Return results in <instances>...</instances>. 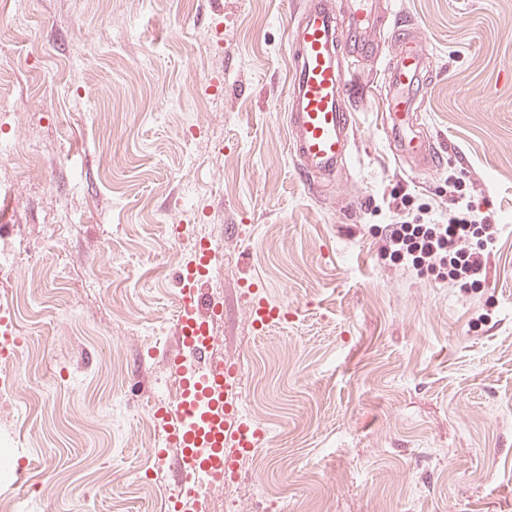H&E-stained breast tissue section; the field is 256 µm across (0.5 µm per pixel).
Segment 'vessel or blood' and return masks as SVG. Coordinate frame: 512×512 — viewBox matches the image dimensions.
<instances>
[{"label": "vessel or blood", "instance_id": "obj_1", "mask_svg": "<svg viewBox=\"0 0 512 512\" xmlns=\"http://www.w3.org/2000/svg\"><path fill=\"white\" fill-rule=\"evenodd\" d=\"M349 23L339 29L332 0H304L288 41L294 50L290 81L288 127L296 166L304 177L335 176L344 167L353 147V126L344 102L349 77L364 49L369 46L368 0H349ZM392 35L399 43L397 55L385 63L384 109L381 121L393 145L396 159L411 164L415 171L435 169L438 154L433 141L418 130L414 95L431 76L430 59L421 39L402 21H395ZM354 48L341 54V38ZM214 258L210 246L193 253L185 266L180 314L176 321L178 351L169 360L180 398L159 406L155 417L159 440L156 457L167 458L177 449L181 480L177 490L164 501L166 512H200L203 489L220 487L224 475L234 472L240 460L258 446L263 432L241 411L239 373L223 361L197 368L195 358L208 351L201 334L210 325L201 310L203 296L198 288ZM249 312L258 329H265L288 316L286 307L255 295Z\"/></svg>", "mask_w": 512, "mask_h": 512}]
</instances>
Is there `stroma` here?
<instances>
[{"mask_svg": "<svg viewBox=\"0 0 512 512\" xmlns=\"http://www.w3.org/2000/svg\"><path fill=\"white\" fill-rule=\"evenodd\" d=\"M300 0H13L0 13V456L32 512H161L175 484L141 404L177 395L181 238L217 243L212 355L240 364L264 430L206 512H512V0H396L433 77L417 104L442 161L414 175L358 69L354 156L308 193L289 152ZM100 52L88 60V45ZM500 228L479 289L379 256L385 198L448 211V176ZM258 286L288 319L257 331ZM487 321H480V314Z\"/></svg>", "mask_w": 512, "mask_h": 512, "instance_id": "1", "label": "stroma"}]
</instances>
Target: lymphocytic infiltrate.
<instances>
[{
  "label": "lymphocytic infiltrate",
  "instance_id": "lymphocytic-infiltrate-1",
  "mask_svg": "<svg viewBox=\"0 0 512 512\" xmlns=\"http://www.w3.org/2000/svg\"><path fill=\"white\" fill-rule=\"evenodd\" d=\"M448 194L453 206L442 219L415 210L408 196L392 195L388 206L400 218L385 225L381 253L390 263L417 273L436 272L454 284L482 287L499 228L473 205L460 178H449Z\"/></svg>",
  "mask_w": 512,
  "mask_h": 512
}]
</instances>
